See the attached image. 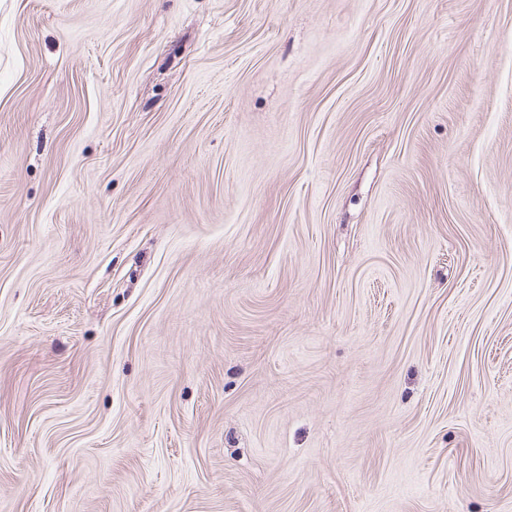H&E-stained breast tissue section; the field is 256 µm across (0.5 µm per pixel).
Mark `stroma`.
<instances>
[{"label": "stroma", "instance_id": "35a3bbf8", "mask_svg": "<svg viewBox=\"0 0 512 512\" xmlns=\"http://www.w3.org/2000/svg\"><path fill=\"white\" fill-rule=\"evenodd\" d=\"M0 512H512V0H0Z\"/></svg>", "mask_w": 512, "mask_h": 512}]
</instances>
